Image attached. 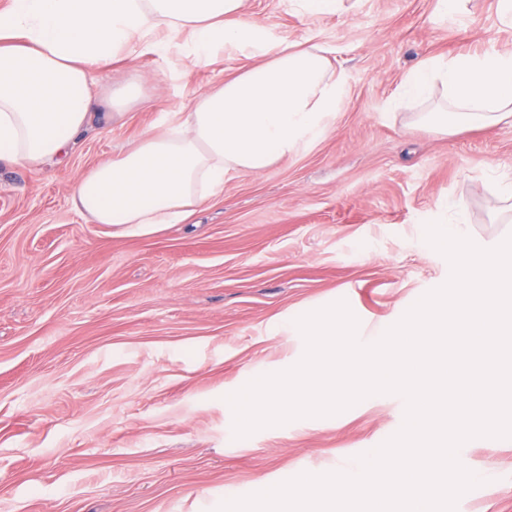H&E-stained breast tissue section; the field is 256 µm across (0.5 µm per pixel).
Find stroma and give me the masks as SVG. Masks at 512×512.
<instances>
[{"mask_svg": "<svg viewBox=\"0 0 512 512\" xmlns=\"http://www.w3.org/2000/svg\"><path fill=\"white\" fill-rule=\"evenodd\" d=\"M244 0L274 37L332 48L346 95L330 130L266 172L233 173L183 224L129 235L70 207L94 165L186 111L244 61L190 65L144 51L95 72L137 79L138 102L95 119L66 164L0 162V512H215L301 473L356 472L402 426L405 400L370 396L328 417L233 436L227 395L294 366L298 317L346 301L378 340L450 276L424 240L455 220L478 246L512 234L497 187L512 180V123L442 134L401 100L420 60L512 47L497 0L436 15V0H345L307 15ZM460 462L483 483L456 512H512V438L474 441Z\"/></svg>", "mask_w": 512, "mask_h": 512, "instance_id": "stroma-1", "label": "stroma"}]
</instances>
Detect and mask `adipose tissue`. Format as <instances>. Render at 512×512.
Here are the masks:
<instances>
[{
  "mask_svg": "<svg viewBox=\"0 0 512 512\" xmlns=\"http://www.w3.org/2000/svg\"><path fill=\"white\" fill-rule=\"evenodd\" d=\"M244 0H9L0 8V161L64 163L99 104L91 74L144 42L184 44L191 63L224 49L245 66L200 91L121 157L75 184L70 204L94 224L128 232L185 222L230 173H261L332 126L345 93L333 51L288 42L242 17ZM428 102L420 119L442 133L512 119V49L425 60L403 77Z\"/></svg>",
  "mask_w": 512,
  "mask_h": 512,
  "instance_id": "ef3b65f1",
  "label": "adipose tissue"
}]
</instances>
